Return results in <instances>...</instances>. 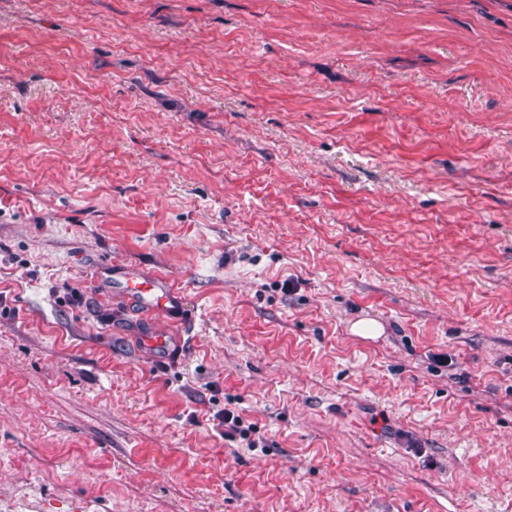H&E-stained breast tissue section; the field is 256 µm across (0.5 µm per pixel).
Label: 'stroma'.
<instances>
[{
	"label": "stroma",
	"mask_w": 512,
	"mask_h": 512,
	"mask_svg": "<svg viewBox=\"0 0 512 512\" xmlns=\"http://www.w3.org/2000/svg\"><path fill=\"white\" fill-rule=\"evenodd\" d=\"M0 512H512V0H0ZM102 282L121 284L114 292H119L136 302L151 315L166 316L171 319L179 301V293L169 280L161 275H143L135 269L112 267L103 272Z\"/></svg>",
	"instance_id": "1"
}]
</instances>
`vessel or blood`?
Here are the masks:
<instances>
[{"instance_id": "1", "label": "vessel or blood", "mask_w": 512, "mask_h": 512, "mask_svg": "<svg viewBox=\"0 0 512 512\" xmlns=\"http://www.w3.org/2000/svg\"><path fill=\"white\" fill-rule=\"evenodd\" d=\"M102 280L119 284L122 295L131 297L151 315L171 316L179 301L176 288L160 274L144 275L131 268L115 267L105 271Z\"/></svg>"}]
</instances>
